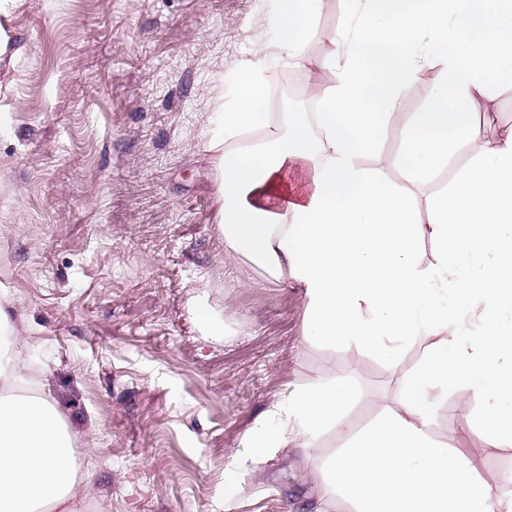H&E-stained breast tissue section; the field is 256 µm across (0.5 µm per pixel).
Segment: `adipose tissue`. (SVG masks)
I'll use <instances>...</instances> for the list:
<instances>
[{
  "instance_id": "adipose-tissue-1",
  "label": "adipose tissue",
  "mask_w": 512,
  "mask_h": 512,
  "mask_svg": "<svg viewBox=\"0 0 512 512\" xmlns=\"http://www.w3.org/2000/svg\"><path fill=\"white\" fill-rule=\"evenodd\" d=\"M327 0H274L273 46L226 76L233 104L218 113L223 142L264 119L262 67L272 52L320 80L336 74L314 118L288 115L255 148L221 158L220 227L226 257H250L304 290V340L357 344L390 368L419 348L394 408L354 429L344 378L289 400L292 427L260 429L252 457L298 441L312 456L325 431L344 443L324 463L322 492L352 512H512V491L477 475L478 454L435 440L432 412L462 389V430L485 447L512 445V127L486 137L475 117L490 91L512 85V0H349V21L306 58L302 44ZM437 79L411 113L393 163L425 179L459 149L472 161L429 200L421 223L413 195L361 165L427 67ZM436 246L421 266L416 246ZM71 440L42 395H0V512H76Z\"/></svg>"
}]
</instances>
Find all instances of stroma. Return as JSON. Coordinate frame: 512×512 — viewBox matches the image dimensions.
I'll return each instance as SVG.
<instances>
[{"label": "stroma", "instance_id": "stroma-1", "mask_svg": "<svg viewBox=\"0 0 512 512\" xmlns=\"http://www.w3.org/2000/svg\"><path fill=\"white\" fill-rule=\"evenodd\" d=\"M272 0H6L0 8V307L26 369L72 443L83 512H347L313 486L339 447L321 434L252 459L273 409L331 375L356 392L350 418L394 407L417 348L392 371L356 344L305 343L302 288L224 258L220 155L207 142L231 105L226 73L272 43ZM426 69L365 166L401 147L430 97ZM460 150L410 188L427 202L469 166ZM206 309L226 333L198 318ZM466 402L449 392L430 432L459 450ZM237 487L226 499L225 485Z\"/></svg>", "mask_w": 512, "mask_h": 512}]
</instances>
